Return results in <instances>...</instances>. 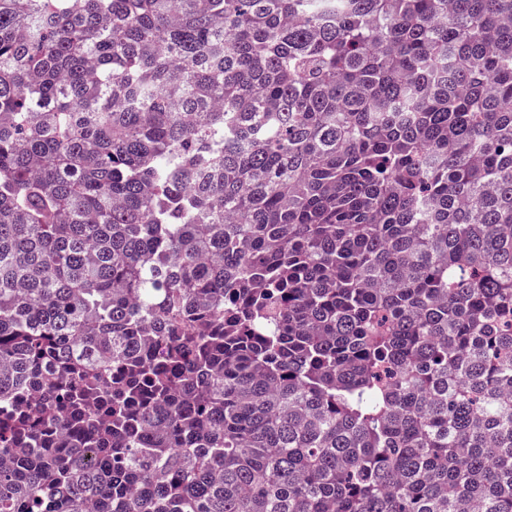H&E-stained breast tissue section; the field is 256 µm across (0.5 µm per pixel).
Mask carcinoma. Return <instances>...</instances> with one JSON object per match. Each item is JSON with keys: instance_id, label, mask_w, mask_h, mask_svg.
I'll return each mask as SVG.
<instances>
[{"instance_id": "obj_1", "label": "carcinoma", "mask_w": 512, "mask_h": 512, "mask_svg": "<svg viewBox=\"0 0 512 512\" xmlns=\"http://www.w3.org/2000/svg\"><path fill=\"white\" fill-rule=\"evenodd\" d=\"M0 512H512V0H0Z\"/></svg>"}]
</instances>
